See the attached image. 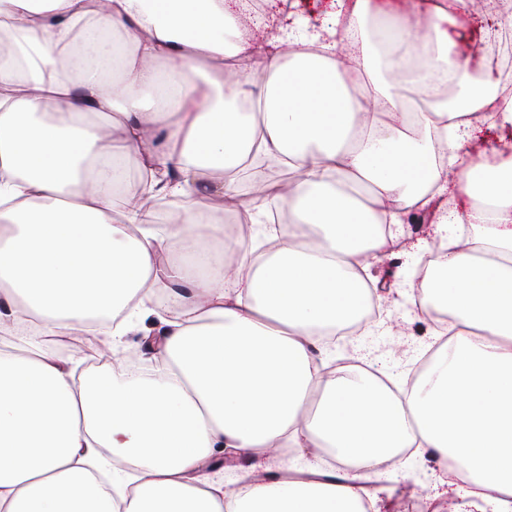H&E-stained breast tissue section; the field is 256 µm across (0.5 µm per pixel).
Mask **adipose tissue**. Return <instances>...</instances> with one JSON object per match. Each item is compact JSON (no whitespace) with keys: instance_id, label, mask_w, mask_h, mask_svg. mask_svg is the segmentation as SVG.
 Wrapping results in <instances>:
<instances>
[{"instance_id":"1","label":"adipose tissue","mask_w":512,"mask_h":512,"mask_svg":"<svg viewBox=\"0 0 512 512\" xmlns=\"http://www.w3.org/2000/svg\"><path fill=\"white\" fill-rule=\"evenodd\" d=\"M461 4L430 11L416 62L410 19L381 0H334L335 27L295 19L255 44L232 42L230 0H0V512H367L371 465L401 448L452 464L478 512H512V155L468 149L471 113L512 127V96L489 73L456 103L435 96L471 69L448 32ZM186 69L205 85L147 101ZM409 92L432 95L428 111L408 112ZM129 157L182 179L117 200ZM273 162L292 174L281 233L242 240L193 203L144 222L206 173L224 207L271 220L267 184L245 201L235 188ZM426 207L444 259L421 286L455 331L397 395L315 350L359 323L364 271ZM215 242L251 255L212 264ZM161 288L175 306L157 375L76 379L55 340L95 320L124 335ZM282 448L276 480L229 492L209 468ZM308 448L346 470L300 466ZM109 457L128 468L116 484Z\"/></svg>"}]
</instances>
